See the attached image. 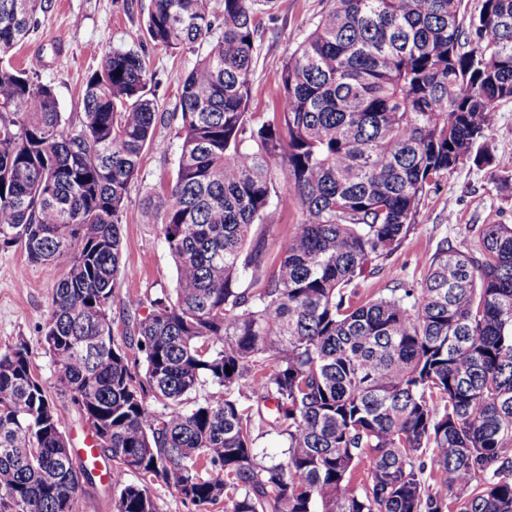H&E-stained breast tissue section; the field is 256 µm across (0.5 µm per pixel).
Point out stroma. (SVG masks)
Here are the masks:
<instances>
[{
    "label": "stroma",
    "instance_id": "35a3bbf8",
    "mask_svg": "<svg viewBox=\"0 0 512 512\" xmlns=\"http://www.w3.org/2000/svg\"><path fill=\"white\" fill-rule=\"evenodd\" d=\"M150 0H52L38 24L13 51L14 63L42 55L46 66L41 81L53 86L67 125L78 122L79 98L85 77L99 65L98 50L143 47L151 78L148 93L160 111L174 112L178 78L195 64L198 54L141 44L143 21ZM328 0H274L261 14L259 51L253 65L250 109L269 115L279 99V74L288 55L313 28ZM176 122L158 123L155 146L145 149L137 176L128 186V218L121 227L123 258L115 282L109 315L115 334L125 329L122 301L141 302L147 316L154 299L173 293L177 274L158 225L139 215L140 201L171 180L177 164L179 140ZM491 165L460 163L446 173L435 192L428 194L399 248L378 268L355 280V301L388 294L397 283L419 287L440 242L462 252L475 249L486 224H512V102L498 106L488 138ZM62 276L50 264H32L22 244L0 246V349L25 340L39 375L52 381V369L43 348V328L51 309L52 293Z\"/></svg>",
    "mask_w": 512,
    "mask_h": 512
}]
</instances>
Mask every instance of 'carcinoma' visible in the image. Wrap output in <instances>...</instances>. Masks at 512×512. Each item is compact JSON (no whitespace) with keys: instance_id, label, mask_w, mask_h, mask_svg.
<instances>
[{"instance_id":"carcinoma-1","label":"carcinoma","mask_w":512,"mask_h":512,"mask_svg":"<svg viewBox=\"0 0 512 512\" xmlns=\"http://www.w3.org/2000/svg\"><path fill=\"white\" fill-rule=\"evenodd\" d=\"M50 2L0 0V244L63 271L43 347L112 461L114 512H159L154 484L195 512H512V225H485L474 253L440 243L418 288L361 305L346 291L443 174L486 161L488 116L512 101V0H329L267 118L249 102L273 0H152L146 41L206 51L178 80L172 181L142 207L177 286L142 319L124 300L121 338L120 224L162 116L143 52L112 49L63 126L44 57L9 56ZM290 209L269 265L264 228ZM263 428L282 459H259ZM93 472L26 342L0 350V512H74Z\"/></svg>"}]
</instances>
